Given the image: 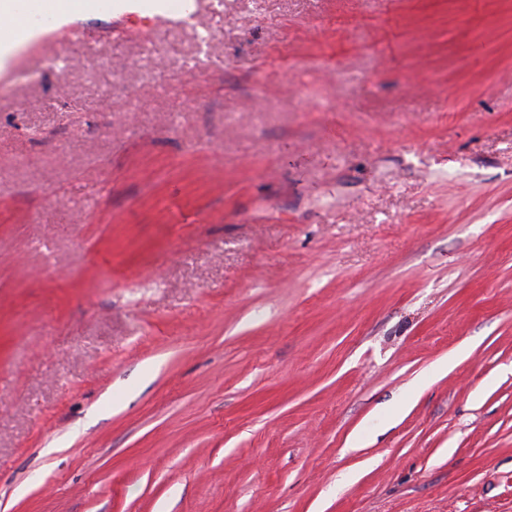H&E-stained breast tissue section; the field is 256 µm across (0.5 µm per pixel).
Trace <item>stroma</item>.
Wrapping results in <instances>:
<instances>
[{
    "label": "stroma",
    "instance_id": "obj_1",
    "mask_svg": "<svg viewBox=\"0 0 512 512\" xmlns=\"http://www.w3.org/2000/svg\"><path fill=\"white\" fill-rule=\"evenodd\" d=\"M51 27L0 74V512H512V0Z\"/></svg>",
    "mask_w": 512,
    "mask_h": 512
}]
</instances>
